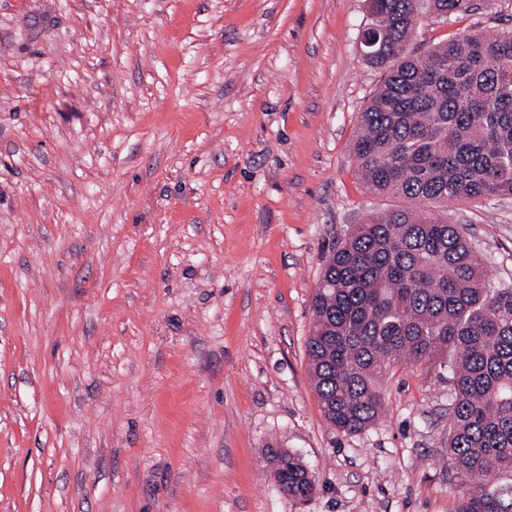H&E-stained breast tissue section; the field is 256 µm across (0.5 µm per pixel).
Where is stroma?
I'll return each mask as SVG.
<instances>
[{
	"mask_svg": "<svg viewBox=\"0 0 512 512\" xmlns=\"http://www.w3.org/2000/svg\"><path fill=\"white\" fill-rule=\"evenodd\" d=\"M423 10L408 45L512 30ZM368 0H0V512H455L448 373L324 418L326 254L410 200L358 176ZM512 282V197L442 205ZM271 448L314 472L304 501Z\"/></svg>",
	"mask_w": 512,
	"mask_h": 512,
	"instance_id": "1",
	"label": "stroma"
}]
</instances>
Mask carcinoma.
<instances>
[{
	"label": "carcinoma",
	"instance_id": "carcinoma-1",
	"mask_svg": "<svg viewBox=\"0 0 512 512\" xmlns=\"http://www.w3.org/2000/svg\"><path fill=\"white\" fill-rule=\"evenodd\" d=\"M452 15L472 0H429ZM383 32L370 60L388 69L361 113V179L413 201L512 196V32L468 34L411 54L419 0H370ZM477 255L467 228L429 210L367 217L331 247L313 297L306 351L326 421L344 433L383 411L394 363L438 362L451 403L443 462L456 512H512V287ZM273 477L303 500L317 480L298 456L272 452Z\"/></svg>",
	"mask_w": 512,
	"mask_h": 512
}]
</instances>
